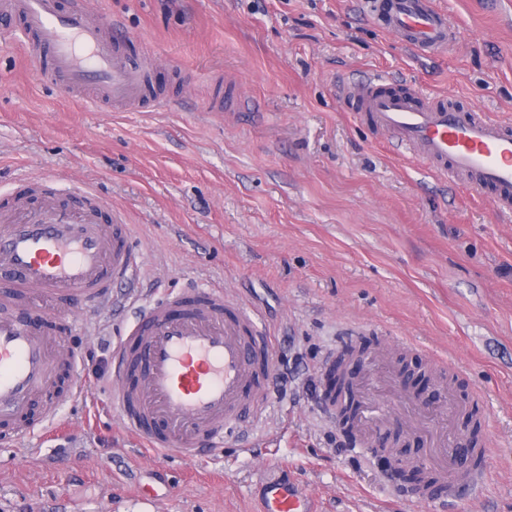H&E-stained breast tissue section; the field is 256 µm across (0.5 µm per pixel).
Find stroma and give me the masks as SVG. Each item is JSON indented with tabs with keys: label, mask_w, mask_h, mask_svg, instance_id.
Returning <instances> with one entry per match:
<instances>
[{
	"label": "stroma",
	"mask_w": 512,
	"mask_h": 512,
	"mask_svg": "<svg viewBox=\"0 0 512 512\" xmlns=\"http://www.w3.org/2000/svg\"><path fill=\"white\" fill-rule=\"evenodd\" d=\"M435 3L455 33L443 55L398 42L363 0H101L130 54L177 68L176 104L152 112L84 107L0 44V188L44 175L93 188L141 261L136 302L68 335L88 391L60 406L65 433L0 444V512H258L274 478L316 512H512V214L342 99L385 74L512 121V0ZM217 78L236 94L212 112ZM197 287L257 312L289 378L251 440L186 461L132 439L109 382L138 308ZM366 340L361 375L404 354L480 421L485 479L457 503L419 502L329 410L325 358Z\"/></svg>",
	"instance_id": "stroma-1"
}]
</instances>
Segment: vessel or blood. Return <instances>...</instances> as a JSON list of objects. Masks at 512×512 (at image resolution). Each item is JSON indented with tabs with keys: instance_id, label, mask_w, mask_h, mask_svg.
<instances>
[{
	"instance_id": "vessel-or-blood-1",
	"label": "vessel or blood",
	"mask_w": 512,
	"mask_h": 512,
	"mask_svg": "<svg viewBox=\"0 0 512 512\" xmlns=\"http://www.w3.org/2000/svg\"><path fill=\"white\" fill-rule=\"evenodd\" d=\"M371 13L401 42L430 53L453 39L447 16L433 0H369ZM0 16L19 18L28 61L85 103L124 112L173 104L154 81L155 63L132 64L116 44L117 24L105 23L96 0H0ZM374 77L345 87L350 111L369 114L374 127L433 165L436 174L462 176L495 191L493 204L512 212V124L447 103H423L389 91ZM29 193H0V421L15 440L32 428L24 416L33 399L53 390L56 370L78 378L81 355L49 323L73 319L112 298L115 285L137 282L138 256L120 217L103 224L104 202L82 190L80 220L55 210L41 220L31 203L56 180L26 179ZM272 340L259 316L219 288L169 295L145 307L112 350V406L141 446L194 459L222 450L233 428L257 425L272 394ZM261 512H311L299 486L281 480L261 492Z\"/></svg>"
}]
</instances>
